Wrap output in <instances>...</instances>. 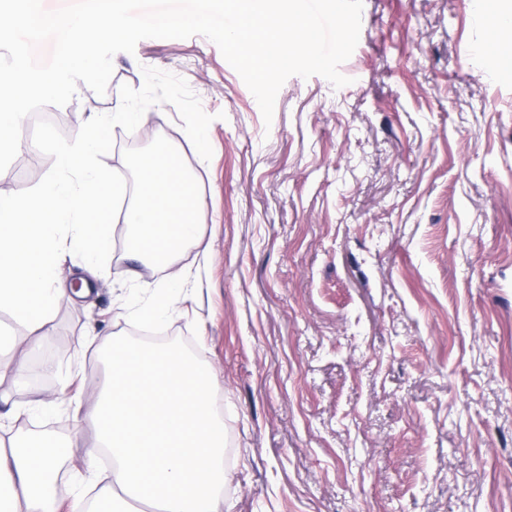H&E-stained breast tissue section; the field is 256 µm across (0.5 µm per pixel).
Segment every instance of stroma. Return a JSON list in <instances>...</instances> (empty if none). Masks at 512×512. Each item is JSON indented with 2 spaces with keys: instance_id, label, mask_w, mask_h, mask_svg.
I'll use <instances>...</instances> for the list:
<instances>
[{
  "instance_id": "35a3bbf8",
  "label": "stroma",
  "mask_w": 512,
  "mask_h": 512,
  "mask_svg": "<svg viewBox=\"0 0 512 512\" xmlns=\"http://www.w3.org/2000/svg\"><path fill=\"white\" fill-rule=\"evenodd\" d=\"M509 38L474 0H364L349 85L290 77L272 121L200 35L141 40L104 95L82 84L52 107L74 138L148 66L214 117L205 161L175 106L150 108L205 201L166 331L194 344L222 407L218 512H512V55L488 49ZM51 166L23 143L0 192ZM126 234L113 225L105 270L60 266L64 288L92 291L47 325L50 379L0 377V437L73 443L60 512L110 476L86 465L73 407L105 383L104 345L133 331L125 283L167 277L127 259Z\"/></svg>"
}]
</instances>
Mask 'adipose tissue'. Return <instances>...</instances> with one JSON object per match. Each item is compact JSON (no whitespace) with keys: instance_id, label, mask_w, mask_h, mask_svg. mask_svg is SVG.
<instances>
[{"instance_id":"1","label":"adipose tissue","mask_w":512,"mask_h":512,"mask_svg":"<svg viewBox=\"0 0 512 512\" xmlns=\"http://www.w3.org/2000/svg\"><path fill=\"white\" fill-rule=\"evenodd\" d=\"M95 442L88 462L109 453V485L76 496L71 512H216L224 486V430L212 411L208 370L179 349L122 342L110 384L83 411ZM67 447L46 432L14 436L0 451V512H56L52 495Z\"/></svg>"}]
</instances>
